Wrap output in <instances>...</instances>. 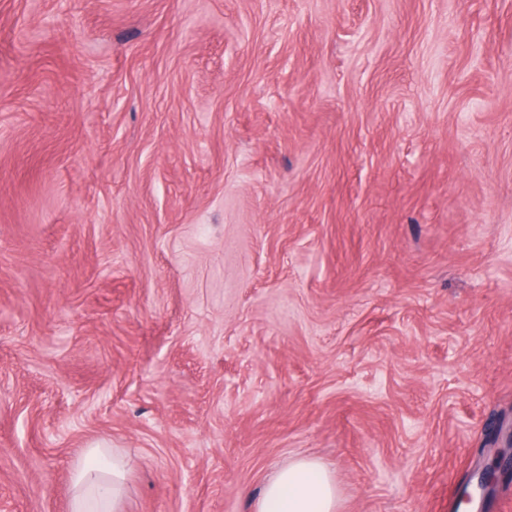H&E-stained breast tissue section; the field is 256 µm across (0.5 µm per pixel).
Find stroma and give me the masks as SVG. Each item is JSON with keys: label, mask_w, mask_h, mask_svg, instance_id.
<instances>
[{"label": "stroma", "mask_w": 512, "mask_h": 512, "mask_svg": "<svg viewBox=\"0 0 512 512\" xmlns=\"http://www.w3.org/2000/svg\"><path fill=\"white\" fill-rule=\"evenodd\" d=\"M512 430V0H0V504L464 512ZM104 454L100 447L91 448L73 469L72 512H122L127 462L123 454L112 448V461L104 473L98 465ZM86 498L95 502L94 508H87ZM336 484L316 460L299 458L280 469L263 488L258 512H335Z\"/></svg>", "instance_id": "stroma-1"}]
</instances>
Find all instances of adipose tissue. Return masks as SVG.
Here are the masks:
<instances>
[{
    "label": "adipose tissue",
    "mask_w": 512,
    "mask_h": 512,
    "mask_svg": "<svg viewBox=\"0 0 512 512\" xmlns=\"http://www.w3.org/2000/svg\"><path fill=\"white\" fill-rule=\"evenodd\" d=\"M102 448H91L72 474L71 512H121L127 462L120 452L111 454L109 469L98 461ZM336 484L318 461L299 458L280 469L265 485L258 512H337Z\"/></svg>",
    "instance_id": "1"
}]
</instances>
